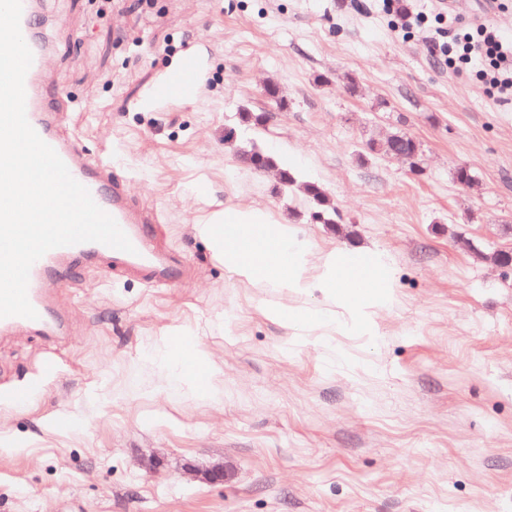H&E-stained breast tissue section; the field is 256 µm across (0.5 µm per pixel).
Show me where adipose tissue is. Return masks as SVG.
Masks as SVG:
<instances>
[{
  "instance_id": "adipose-tissue-1",
  "label": "adipose tissue",
  "mask_w": 512,
  "mask_h": 512,
  "mask_svg": "<svg viewBox=\"0 0 512 512\" xmlns=\"http://www.w3.org/2000/svg\"><path fill=\"white\" fill-rule=\"evenodd\" d=\"M187 348L174 351L168 345H160L157 355L169 367L165 395L178 394L185 386L198 387L208 400L219 402L224 398V391L212 379L213 361L207 349L199 342L196 335H189Z\"/></svg>"
}]
</instances>
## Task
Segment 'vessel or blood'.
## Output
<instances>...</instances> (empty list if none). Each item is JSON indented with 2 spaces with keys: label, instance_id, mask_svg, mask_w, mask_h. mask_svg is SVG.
Segmentation results:
<instances>
[{
  "label": "vessel or blood",
  "instance_id": "obj_1",
  "mask_svg": "<svg viewBox=\"0 0 512 512\" xmlns=\"http://www.w3.org/2000/svg\"><path fill=\"white\" fill-rule=\"evenodd\" d=\"M43 7L44 0H22L20 29L33 54L25 77L27 120L40 138L55 150L72 177L88 189L95 203L115 219L134 247L129 253L98 242H85L52 249L33 264L27 295L37 316L33 319L0 318V332L26 327L53 336L63 333L65 317L50 299L51 285L58 281L69 261L81 259L91 263L104 258L113 270L144 275L152 284L171 280L178 268L161 259L151 239L142 232V225L154 223L155 218L138 209L125 185L113 180L109 162L87 161L76 139L60 132L56 115L67 110L68 105L63 97L50 96L46 90L44 69L52 43L46 28L36 23ZM199 68V56L190 54L181 70L170 73L153 86L154 95L164 98L175 85L194 82Z\"/></svg>",
  "mask_w": 512,
  "mask_h": 512
}]
</instances>
